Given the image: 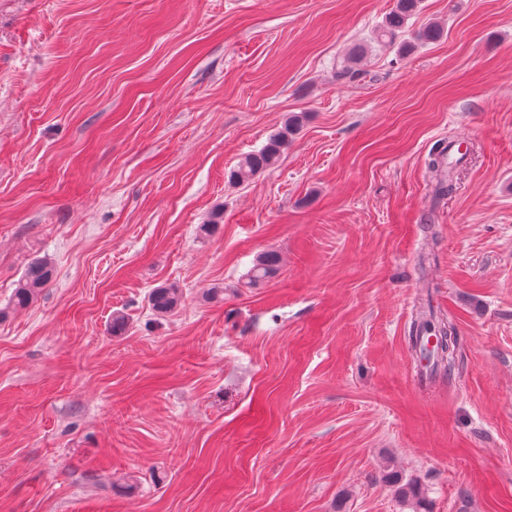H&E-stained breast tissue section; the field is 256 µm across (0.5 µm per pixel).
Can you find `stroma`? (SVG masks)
Here are the masks:
<instances>
[{
    "instance_id": "35a3bbf8",
    "label": "stroma",
    "mask_w": 512,
    "mask_h": 512,
    "mask_svg": "<svg viewBox=\"0 0 512 512\" xmlns=\"http://www.w3.org/2000/svg\"><path fill=\"white\" fill-rule=\"evenodd\" d=\"M392 6L0 0V512H512V0H424L404 57ZM422 298L457 331L424 388ZM305 120L306 116L303 113H290L281 128L269 138L268 143L260 151L248 154L239 161L230 173L231 181L244 184L274 167L280 159L281 152L294 139ZM281 267V257L277 251L268 250L259 254L249 272L247 284L269 280L277 275ZM53 277V268L45 260H33L26 267L12 296L15 307H26L36 295L46 288ZM182 303L183 293L180 288L173 285L155 288L149 296L152 310L160 316L174 312Z\"/></svg>"
}]
</instances>
